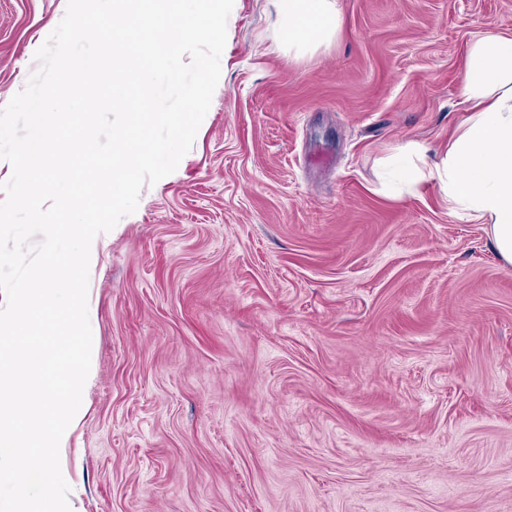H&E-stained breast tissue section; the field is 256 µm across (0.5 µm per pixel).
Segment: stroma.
Here are the masks:
<instances>
[{"mask_svg":"<svg viewBox=\"0 0 512 512\" xmlns=\"http://www.w3.org/2000/svg\"><path fill=\"white\" fill-rule=\"evenodd\" d=\"M290 51L236 0L191 150L99 234L74 512H512V264L437 181L512 0H338ZM67 0H0V108Z\"/></svg>","mask_w":512,"mask_h":512,"instance_id":"stroma-1","label":"stroma"}]
</instances>
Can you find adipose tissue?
Instances as JSON below:
<instances>
[{
  "label": "adipose tissue",
  "mask_w": 512,
  "mask_h": 512,
  "mask_svg": "<svg viewBox=\"0 0 512 512\" xmlns=\"http://www.w3.org/2000/svg\"><path fill=\"white\" fill-rule=\"evenodd\" d=\"M289 45L330 41L337 0H271ZM468 115L436 162L410 142L395 159L407 191L438 181L453 213L486 225L490 241L512 263V36L487 33L469 47L464 72Z\"/></svg>",
  "instance_id": "adipose-tissue-1"
}]
</instances>
